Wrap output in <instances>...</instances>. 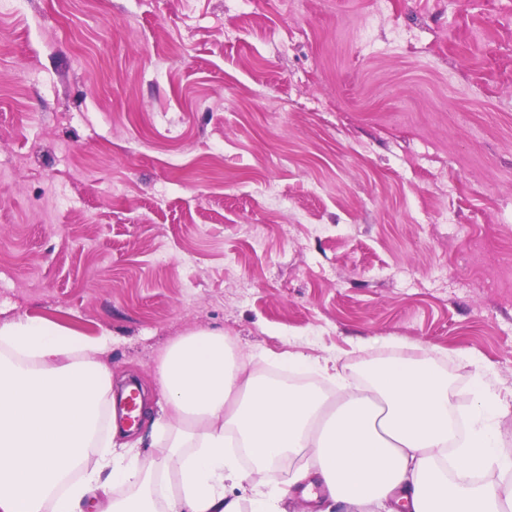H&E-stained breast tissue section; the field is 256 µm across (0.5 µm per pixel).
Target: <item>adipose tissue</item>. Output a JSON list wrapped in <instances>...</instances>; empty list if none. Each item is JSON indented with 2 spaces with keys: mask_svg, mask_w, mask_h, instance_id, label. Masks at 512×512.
I'll list each match as a JSON object with an SVG mask.
<instances>
[{
  "mask_svg": "<svg viewBox=\"0 0 512 512\" xmlns=\"http://www.w3.org/2000/svg\"><path fill=\"white\" fill-rule=\"evenodd\" d=\"M107 346L49 321H0V512H241L229 483L254 489L251 512H276L263 477L304 451L316 485L354 512L391 496L405 512H512V483L475 480L491 467L512 475V457L498 451L507 404L489 380H479L468 434L452 452L448 381L430 364L370 365L366 385L331 404L260 380L228 356L223 332L201 330L159 365L176 424L155 462L98 438L112 393L111 369L97 359ZM229 431L249 469L227 451ZM116 484L128 486L125 497H110Z\"/></svg>",
  "mask_w": 512,
  "mask_h": 512,
  "instance_id": "ef3b65f1",
  "label": "adipose tissue"
}]
</instances>
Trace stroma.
I'll return each mask as SVG.
<instances>
[{
	"label": "stroma",
	"instance_id": "obj_1",
	"mask_svg": "<svg viewBox=\"0 0 512 512\" xmlns=\"http://www.w3.org/2000/svg\"><path fill=\"white\" fill-rule=\"evenodd\" d=\"M108 334L151 407L188 332L260 379L392 357L512 391V0L0 5V320ZM266 475L280 512H319Z\"/></svg>",
	"mask_w": 512,
	"mask_h": 512
}]
</instances>
